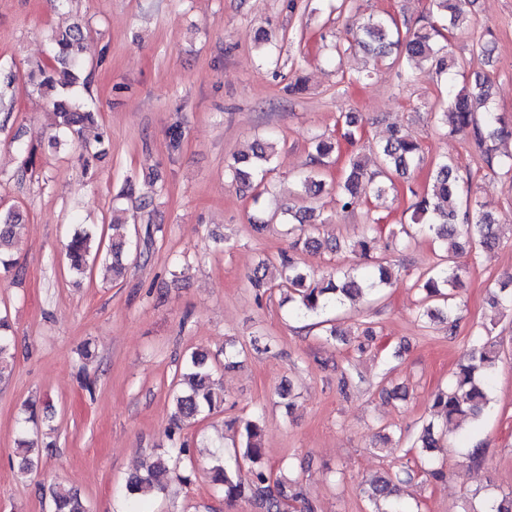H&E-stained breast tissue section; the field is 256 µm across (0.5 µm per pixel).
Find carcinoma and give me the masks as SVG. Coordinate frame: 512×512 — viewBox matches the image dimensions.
Instances as JSON below:
<instances>
[{
	"instance_id": "cac0c4a2",
	"label": "carcinoma",
	"mask_w": 512,
	"mask_h": 512,
	"mask_svg": "<svg viewBox=\"0 0 512 512\" xmlns=\"http://www.w3.org/2000/svg\"><path fill=\"white\" fill-rule=\"evenodd\" d=\"M462 28L460 13L455 10L454 0H430L428 13L407 27L406 37H401L397 20L388 15L370 16L360 23L352 39L335 45L336 57L346 54L353 45L370 53L376 63L384 66L412 68L427 67L432 70L446 91L449 111L440 113L443 123H452V131L471 136L484 149L488 167L497 166L512 173V154L500 157L496 153V141L508 131L503 117L491 105L493 81L487 75L475 73L473 82L458 86L448 81L458 67L457 59L448 54V34ZM86 36L83 22L75 20L65 27L51 30L50 62L38 67L29 75L32 90L42 96L54 98L53 122L50 146L58 148L62 139L77 135L82 138L83 148L91 158L107 154L109 141L98 133L93 138L83 137L88 124L95 123L97 113L74 90L90 81L82 57ZM337 123L345 128L342 137L350 142L361 133L358 118L349 113L340 114ZM340 141L320 140L315 144V154L306 173L299 179L302 191L317 196L326 188L320 166L323 159L340 153ZM380 167L369 172L356 157L349 159L343 177L336 182L342 208L348 209L360 203L363 183L372 185L375 207H380L388 192L395 189L394 177L404 178L424 163L421 145L399 133H392L379 145ZM272 152L266 143L258 141L251 152L240 153L227 165V171L235 183L251 188L261 183L269 170ZM432 184L413 205L411 223L401 224L391 231L392 241H406L417 234L425 235L438 244L443 262L431 268L416 281L424 293L421 315L438 318L443 310L432 308L429 303L441 300L448 308V332H453L456 318L453 305L454 290L460 286L467 273L465 265L458 262L459 255L469 253L477 259L483 252L492 251L498 241L497 220L493 213L481 204H462L461 184L464 179L458 166L448 158L433 162ZM122 209L112 207L109 222L112 237L106 255L112 259V272L117 278L125 275L127 261L132 254V238L120 232L123 226ZM288 233L296 234L292 249L314 247L332 252L340 249L337 242L322 241L314 236V215L311 211L288 213ZM25 232L24 218L20 211H0V247L19 240ZM103 235L94 227L79 224L74 228L66 244L71 274L82 277L90 273L89 258L92 252H100ZM343 272L336 270V278L316 280L302 269L294 255L282 252L276 261L268 260L257 266L251 283L266 288L289 290L288 300L295 302L294 313L298 317L324 314L347 299H355L362 293V286H380L391 279L386 267L380 265L362 273L361 279L336 283ZM13 337L9 334L7 319L0 317V377L13 358ZM499 355L497 344L488 338L475 345L466 364L459 368L453 381L433 396L432 408L442 419V428L458 426L465 421H477L488 402L486 380L495 368ZM224 403L223 389L217 387L213 367L207 353L192 351L184 359L173 384L174 413L172 422L176 429L194 422ZM229 427L236 429L239 444L233 446L234 459L224 458V451L212 455L209 468L214 488L224 493L229 501L246 500L259 512H317V506L303 492L301 485L284 473L263 462L261 417L253 414L234 420ZM435 423L424 426L413 447L426 454L440 447L434 431ZM16 465L18 472L27 474L38 464L34 441L18 439ZM189 455L184 441L173 444L159 453L154 464L144 472L135 471L126 479L124 497L130 504L129 512H138L136 505L164 493L167 484L178 481L190 483L189 476L181 470V463ZM412 478L409 470L385 473L373 479L363 489L364 497L372 504L371 512H407L403 504L394 499L397 485ZM53 512H90V505L80 495L60 485L52 491Z\"/></svg>"
}]
</instances>
